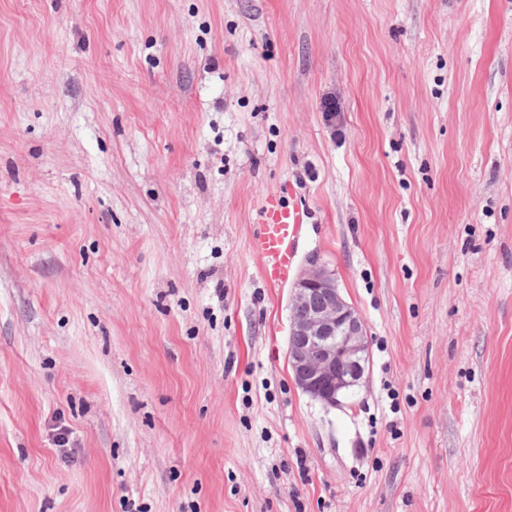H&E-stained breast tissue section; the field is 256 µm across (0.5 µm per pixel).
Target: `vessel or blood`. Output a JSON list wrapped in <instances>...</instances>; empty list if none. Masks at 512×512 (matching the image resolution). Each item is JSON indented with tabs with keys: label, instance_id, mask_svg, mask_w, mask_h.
<instances>
[{
	"label": "vessel or blood",
	"instance_id": "vessel-or-blood-1",
	"mask_svg": "<svg viewBox=\"0 0 512 512\" xmlns=\"http://www.w3.org/2000/svg\"><path fill=\"white\" fill-rule=\"evenodd\" d=\"M308 219L304 205L279 196L267 198L261 205L250 248L261 262V274L268 285L286 283L292 276L300 233Z\"/></svg>",
	"mask_w": 512,
	"mask_h": 512
}]
</instances>
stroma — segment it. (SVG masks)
Instances as JSON below:
<instances>
[{"instance_id": "stroma-1", "label": "stroma", "mask_w": 512, "mask_h": 512, "mask_svg": "<svg viewBox=\"0 0 512 512\" xmlns=\"http://www.w3.org/2000/svg\"><path fill=\"white\" fill-rule=\"evenodd\" d=\"M271 193L367 327L339 407ZM0 512H512V0H0ZM309 212L301 203L282 196L267 198L258 211L250 248L261 262V274L270 286L288 282L296 263L297 244Z\"/></svg>"}]
</instances>
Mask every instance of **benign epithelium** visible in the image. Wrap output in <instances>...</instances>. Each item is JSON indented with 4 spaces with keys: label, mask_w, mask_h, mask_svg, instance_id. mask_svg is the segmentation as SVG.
<instances>
[{
    "label": "benign epithelium",
    "mask_w": 512,
    "mask_h": 512,
    "mask_svg": "<svg viewBox=\"0 0 512 512\" xmlns=\"http://www.w3.org/2000/svg\"><path fill=\"white\" fill-rule=\"evenodd\" d=\"M288 363L297 386L330 406L363 383L369 361L366 324L332 271L308 262L289 299Z\"/></svg>",
    "instance_id": "7a95c632"
}]
</instances>
